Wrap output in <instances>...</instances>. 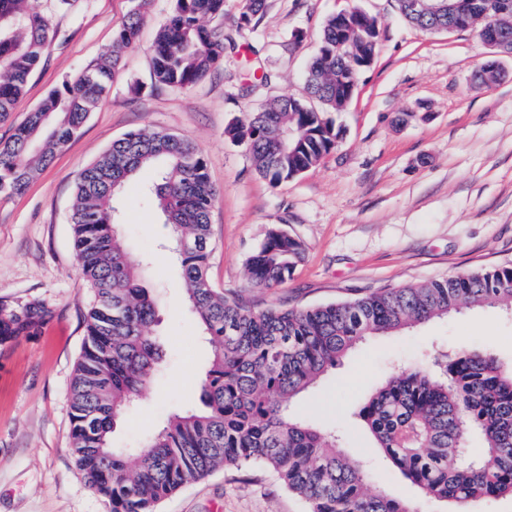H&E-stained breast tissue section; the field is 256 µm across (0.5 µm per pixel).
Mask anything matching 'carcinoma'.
<instances>
[{"mask_svg": "<svg viewBox=\"0 0 512 512\" xmlns=\"http://www.w3.org/2000/svg\"><path fill=\"white\" fill-rule=\"evenodd\" d=\"M170 18L157 31L152 76L157 86L188 89L224 66L231 33L205 21L224 17V0H172ZM482 26L496 22L492 0H474ZM147 0H137L116 33L112 60L83 70L52 92L0 141V195L16 194L74 138L110 90L111 69L137 41ZM418 29L459 31L454 18L423 0ZM265 0H242L236 33L261 19ZM52 32L35 0H0V121L39 64ZM380 27L359 9L348 22L331 15L305 86L322 106L304 112L305 99L282 96L229 125L225 135L247 145L257 173L276 185L312 169L336 146L327 112L347 105L354 79L343 53L375 60ZM146 179L147 199L176 239L187 300L212 358L199 404L168 415L139 448H116L117 421L142 400L162 361L151 332L160 301L146 288L152 261L132 256L113 222V201L125 182ZM218 192L195 142L165 131L139 129L112 142L75 183L69 213L80 271L92 292L86 336L70 384L71 452L78 473L110 512H156L189 480L220 468L266 466L308 512H416L385 491L366 490L362 460L340 450L351 431L312 419L311 403L294 400L336 369L371 336L397 334L445 318L463 307L512 310V264L461 272L427 283L389 288L352 300L306 308L256 310L227 297L210 282V214ZM297 238L269 230L247 260L250 283L272 290L302 260ZM51 318L40 302L0 303V350L36 332ZM384 458L425 498L453 501L458 512L497 497L512 498V370L488 350L464 344L435 349L420 361L397 365L355 412Z\"/></svg>", "mask_w": 512, "mask_h": 512, "instance_id": "1", "label": "carcinoma"}]
</instances>
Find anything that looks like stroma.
<instances>
[{
	"label": "stroma",
	"mask_w": 512,
	"mask_h": 512,
	"mask_svg": "<svg viewBox=\"0 0 512 512\" xmlns=\"http://www.w3.org/2000/svg\"><path fill=\"white\" fill-rule=\"evenodd\" d=\"M360 7L381 37L374 63L351 103L333 113L342 137L320 164L271 185L244 145L224 135L233 122L281 96L305 97L302 74L326 19ZM54 34L28 79L0 140H8L53 89L112 53L133 0H75L68 10L38 0ZM241 0H225L219 30L238 32L243 51L187 90L154 86L151 48L172 0H149L134 48L112 77L106 99L25 189L0 196V302L39 301L54 317L36 336L0 352V512H108L75 469L70 451L69 388L85 335L92 293L77 270L69 211L81 170L113 140L137 129L195 141L219 191L210 216L215 288L263 308H301L425 283L471 269L512 263V55L486 87L473 80L487 50L477 31L424 32L405 22L395 0H266L259 23L237 31ZM271 75L249 83L253 65ZM134 255H150L148 288L158 292L165 357L144 400L113 433L135 448L168 414L196 401L211 357L179 289L178 268L159 244L169 234L133 179L114 200ZM279 226L304 245V258L273 290L252 287L246 261ZM466 343L512 364V313L464 309L443 321L359 345L309 395L315 419L353 428L345 450L367 460L368 488L409 499L417 512H449L423 498L382 458L353 413L384 373L415 362L435 345ZM158 512H306L263 466L219 470L185 484Z\"/></svg>",
	"instance_id": "stroma-1"
}]
</instances>
